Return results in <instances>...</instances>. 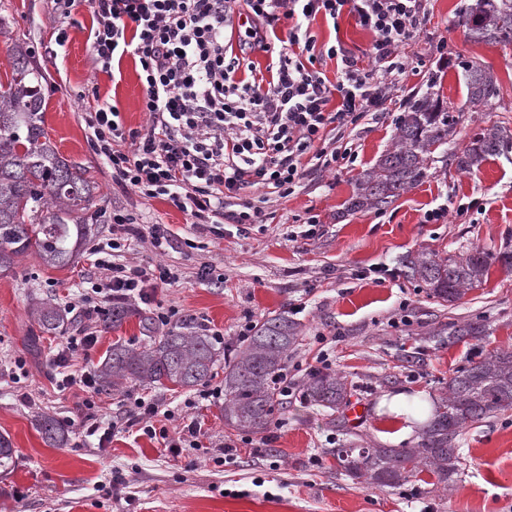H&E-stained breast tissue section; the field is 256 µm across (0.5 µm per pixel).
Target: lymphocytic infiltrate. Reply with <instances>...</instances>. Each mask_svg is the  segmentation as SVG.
Here are the masks:
<instances>
[{
  "instance_id": "lymphocytic-infiltrate-1",
  "label": "lymphocytic infiltrate",
  "mask_w": 512,
  "mask_h": 512,
  "mask_svg": "<svg viewBox=\"0 0 512 512\" xmlns=\"http://www.w3.org/2000/svg\"><path fill=\"white\" fill-rule=\"evenodd\" d=\"M232 2L89 0L94 67L107 73L125 55L137 57L149 121L147 132L126 152L116 106H93L90 139L111 168L113 183L147 198H166L192 218L211 220L217 233L228 222L259 223L260 206L247 201L228 212L225 200L254 186L290 194L308 170L305 156L320 168L354 162L351 151L326 150L325 142L336 129L387 111L398 77L410 66L401 49L418 37L426 16L425 0H242L247 25L232 53L224 43ZM345 13L373 34L368 67H359L342 44L318 45L310 29L316 16L335 21ZM283 18L292 25L281 36L277 24ZM275 39L280 48L266 67L267 79H237L248 50L270 49ZM326 57L336 62L332 81L315 67ZM124 248L117 236L91 248L75 304L79 316L92 319L116 300L151 305L156 289L171 284L172 273L162 264L120 261ZM96 341L80 327L65 338L54 360L58 390L85 394L83 437L94 438L102 449L115 431H138L161 438L176 456L201 448L200 423L189 420L170 434L167 424L176 414L159 398L136 399L117 422L93 415L95 377L70 372L69 366Z\"/></svg>"
}]
</instances>
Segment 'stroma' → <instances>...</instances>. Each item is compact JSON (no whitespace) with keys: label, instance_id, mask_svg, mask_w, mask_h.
<instances>
[{"label":"stroma","instance_id":"stroma-1","mask_svg":"<svg viewBox=\"0 0 512 512\" xmlns=\"http://www.w3.org/2000/svg\"><path fill=\"white\" fill-rule=\"evenodd\" d=\"M472 0H428L419 37L404 46L417 69L404 74L393 93L396 107L380 119H363L341 128L327 149L349 147L357 158L336 168H311L288 197L270 196L261 223L246 232L225 225L217 236L164 198H145L112 182V172L97 155L88 134L90 105L106 100L116 106L125 130L145 133L140 65L125 55L121 74L94 70L87 39L92 15L79 0L64 22L54 20L50 0H0V78L11 73L10 48L19 42L34 53L45 79V130L60 157L88 169L98 191L90 208L89 243L109 237L112 213L119 210L138 224H165L192 247L169 251L161 263L174 279L157 289L154 303L175 310L177 320L221 332L219 353L233 359L243 351L237 334L245 320L260 321L292 311L300 325L299 341L289 352L285 371L296 393L277 406L267 430L253 435L224 422L223 400L203 401L191 414L202 426L203 449L175 456L157 440L125 433L109 448L90 447L77 426H69L67 444L48 445L37 431L38 417H76L82 391H58L53 358L59 337L42 332L31 318L35 301L59 306L71 301L86 258L71 266L47 268L32 254L0 273V360L24 359L29 374L20 383L0 384V434L9 437L14 462L0 470V512H512V409L470 424L460 436L464 471L455 488L436 485L422 472L398 487H373L345 475L338 448H397L400 420L383 401L408 392L435 401L462 367L495 351H512V268L498 260L512 252V161L495 158L479 171L462 173L436 162L427 177L381 210L351 212L347 202L355 180L391 148L403 109L428 88L458 105L466 88L456 66L463 55L489 66L502 95L486 112L461 113L454 145L465 146L492 123L512 128V43L471 41L460 17ZM319 43L341 39L359 66H368L370 31L350 16L338 22L317 17L310 25ZM65 44H58V37ZM446 42L447 57L435 46ZM447 206L436 223L425 222L428 210ZM317 217L314 236L305 237L309 217ZM429 250L440 256L480 250L492 256L488 277L454 303L429 296L419 283L396 270L403 254ZM209 265L222 281L202 280ZM385 266L391 276L368 277L369 268ZM132 314L117 329L99 330L88 354H77L74 370L96 369L114 343L145 345L141 315L151 306L132 304ZM477 322L484 340L439 345L437 331ZM332 338L331 372L345 377L349 402H365L369 415L353 425L345 410L313 404L306 394L311 375L322 372L319 336ZM420 352L419 364L405 362ZM32 400H24V393ZM194 389L125 383L95 397L94 411L112 420L135 399H164L173 406L192 398ZM237 444L236 463L214 464L210 449ZM128 482L111 496L98 490L112 471ZM263 486H254V478Z\"/></svg>","mask_w":512,"mask_h":512}]
</instances>
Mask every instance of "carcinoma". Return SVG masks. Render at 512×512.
I'll return each instance as SVG.
<instances>
[{
  "instance_id": "carcinoma-1",
  "label": "carcinoma",
  "mask_w": 512,
  "mask_h": 512,
  "mask_svg": "<svg viewBox=\"0 0 512 512\" xmlns=\"http://www.w3.org/2000/svg\"><path fill=\"white\" fill-rule=\"evenodd\" d=\"M468 37L476 42L512 43V0H473L462 15ZM12 71L0 82V273L16 260L37 254L42 264L62 268L70 264L89 231V208L96 183L86 170L56 153L44 129V75L35 65L29 47L15 43L10 49ZM469 106L488 105L500 99L501 87L490 68L469 58H458ZM462 108L445 104L428 92L411 104L397 123L393 147L365 172L348 201L351 211L381 210L421 182L433 153L448 144ZM491 157L512 158V130L492 124L474 134L462 149L443 151L442 159L462 173H471ZM491 257L478 250L448 257L428 252L409 253L401 259L403 275L427 288L445 302L459 300L466 290L480 285ZM48 333L65 326L61 309L42 303L33 310ZM131 315L117 304L102 321L116 329ZM485 326L465 323L454 327L448 342L481 340ZM298 339V324L285 314L265 319L252 329L246 350L224 367V422L236 429L261 432L270 424L275 408L272 378L284 367L288 352ZM217 352L210 336L191 321L170 327L162 336L150 337L140 348L112 346L98 370L104 390L123 382L182 388L209 379L217 366ZM308 395L326 407L339 406L347 396L346 383L332 373L311 376ZM512 408V352L490 353L448 379V395L434 408V417L413 448H338L336 459L345 472L376 487L400 486L420 467L437 483H455L462 457L456 443L467 424ZM44 441L62 446L68 431L52 416L37 420Z\"/></svg>"
}]
</instances>
